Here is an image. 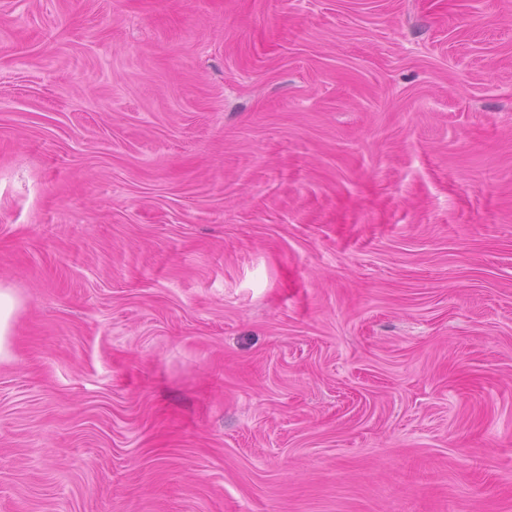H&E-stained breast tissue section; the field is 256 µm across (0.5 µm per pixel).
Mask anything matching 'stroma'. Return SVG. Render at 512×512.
Returning <instances> with one entry per match:
<instances>
[{
    "label": "stroma",
    "mask_w": 512,
    "mask_h": 512,
    "mask_svg": "<svg viewBox=\"0 0 512 512\" xmlns=\"http://www.w3.org/2000/svg\"><path fill=\"white\" fill-rule=\"evenodd\" d=\"M0 512H512V0H0ZM20 300L12 288L0 285V361L11 358L9 338Z\"/></svg>",
    "instance_id": "1"
}]
</instances>
